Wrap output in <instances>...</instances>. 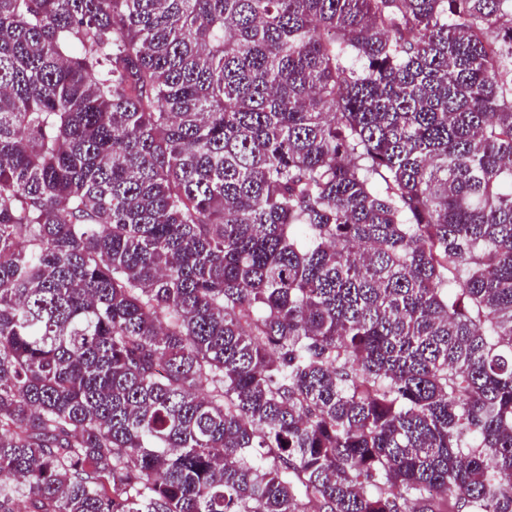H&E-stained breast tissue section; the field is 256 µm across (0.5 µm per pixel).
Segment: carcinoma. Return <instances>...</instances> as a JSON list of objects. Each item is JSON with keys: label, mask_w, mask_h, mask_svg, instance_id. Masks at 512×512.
<instances>
[{"label": "carcinoma", "mask_w": 512, "mask_h": 512, "mask_svg": "<svg viewBox=\"0 0 512 512\" xmlns=\"http://www.w3.org/2000/svg\"><path fill=\"white\" fill-rule=\"evenodd\" d=\"M512 512V0H0V512Z\"/></svg>", "instance_id": "carcinoma-1"}]
</instances>
